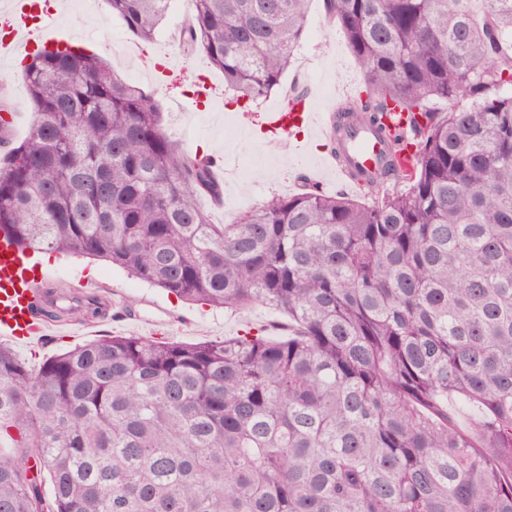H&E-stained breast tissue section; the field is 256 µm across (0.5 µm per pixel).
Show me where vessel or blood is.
Here are the masks:
<instances>
[{
	"instance_id": "1",
	"label": "vessel or blood",
	"mask_w": 512,
	"mask_h": 512,
	"mask_svg": "<svg viewBox=\"0 0 512 512\" xmlns=\"http://www.w3.org/2000/svg\"><path fill=\"white\" fill-rule=\"evenodd\" d=\"M57 24V11L48 0H11L0 7V59L24 51L32 52L50 41ZM305 125L318 135H331L332 115L313 109L290 111L276 106L267 114V131L276 137L287 136L292 125ZM382 145L368 130L351 133L347 161L337 157L322 160L320 171L349 177L355 167L374 168ZM24 259L5 240H0V335L31 338L47 335L49 327L38 321L35 310L36 288L24 273Z\"/></svg>"
}]
</instances>
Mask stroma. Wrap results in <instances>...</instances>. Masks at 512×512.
<instances>
[{"mask_svg":"<svg viewBox=\"0 0 512 512\" xmlns=\"http://www.w3.org/2000/svg\"><path fill=\"white\" fill-rule=\"evenodd\" d=\"M64 4L56 39L75 42L112 59L123 79L152 92L162 127L181 150L191 155L204 152L229 157L221 205H214L206 196L198 200L212 224L232 223L240 213L261 206L272 196L298 193L310 176V163L327 153L320 141L305 134L293 132L287 138L271 140L264 132L270 107L283 102L296 87L310 91L316 108L332 112L338 96L363 80L342 30L326 14L322 0H313L310 6L306 35L281 87L247 105L233 102L224 88L223 74L211 67L203 53L184 52L180 33L191 14L189 0H172L152 42L136 38L119 18L111 16L106 0H64ZM166 57L173 65L163 81H156L153 66ZM0 69L13 76L7 89H0V110L11 116L8 138L15 146L29 132L31 105L15 63L0 64ZM205 71L212 77L216 94L197 104L190 95ZM42 271L41 289L69 292L85 283H99L106 288V299L97 318L72 315L62 331L28 341L7 338V345L32 369L54 354L106 336L196 343L220 341L249 329L278 338L287 322L286 317L261 305L233 310L178 301L101 259L54 257Z\"/></svg>","mask_w":512,"mask_h":512,"instance_id":"1","label":"stroma"}]
</instances>
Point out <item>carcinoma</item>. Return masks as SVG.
<instances>
[{
	"label": "carcinoma",
	"instance_id": "carcinoma-1",
	"mask_svg": "<svg viewBox=\"0 0 512 512\" xmlns=\"http://www.w3.org/2000/svg\"><path fill=\"white\" fill-rule=\"evenodd\" d=\"M190 2L183 41L236 98L281 86L310 0ZM108 3L150 40L171 0ZM323 6L363 72L341 116L388 141L352 172L368 203L306 185L211 224L197 198L223 189L150 93L81 46L31 54L0 234L266 306L288 336H110L36 371L0 344V437L21 449L0 453V512H512V0ZM61 311L45 291L37 312Z\"/></svg>",
	"mask_w": 512,
	"mask_h": 512
}]
</instances>
